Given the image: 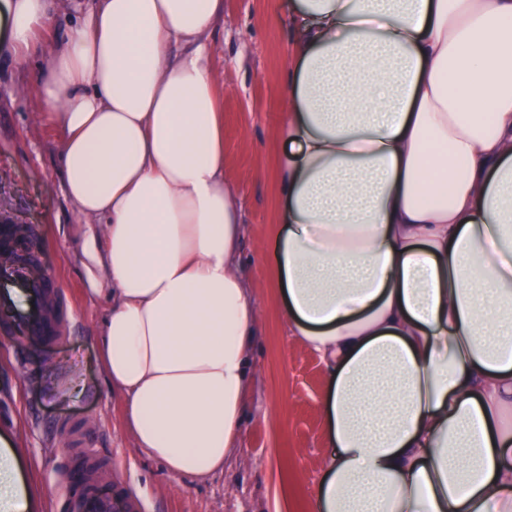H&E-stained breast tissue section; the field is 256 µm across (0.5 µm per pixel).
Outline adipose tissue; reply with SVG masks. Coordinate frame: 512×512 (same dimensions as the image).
Wrapping results in <instances>:
<instances>
[{
    "label": "adipose tissue",
    "mask_w": 512,
    "mask_h": 512,
    "mask_svg": "<svg viewBox=\"0 0 512 512\" xmlns=\"http://www.w3.org/2000/svg\"><path fill=\"white\" fill-rule=\"evenodd\" d=\"M55 0H0L37 49ZM224 0H92L39 68L65 194L105 223L97 348L138 448L238 452L257 313L208 36ZM281 315L328 368L313 512H512V0H290ZM176 45L190 51L173 56ZM0 438V512H29Z\"/></svg>",
    "instance_id": "obj_1"
}]
</instances>
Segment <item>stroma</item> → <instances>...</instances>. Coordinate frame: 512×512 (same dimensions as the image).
I'll use <instances>...</instances> for the list:
<instances>
[{"mask_svg":"<svg viewBox=\"0 0 512 512\" xmlns=\"http://www.w3.org/2000/svg\"><path fill=\"white\" fill-rule=\"evenodd\" d=\"M286 2L224 0L210 35L224 96V168L241 201L242 274L252 286L257 331L240 455L205 480L167 471L126 426L95 345L112 306L108 280L91 259L102 249L103 227L84 223L64 192L61 133L39 105L36 61L21 63L0 49V231L25 234L34 274L53 273L56 283L49 294L56 339L0 336V435L22 457L38 512H71L77 462L66 448L73 425L109 465L103 491L125 488L141 512H312L329 453L322 406L328 372L282 319L273 274L282 229L276 132L287 118Z\"/></svg>","mask_w":512,"mask_h":512,"instance_id":"stroma-1","label":"stroma"}]
</instances>
